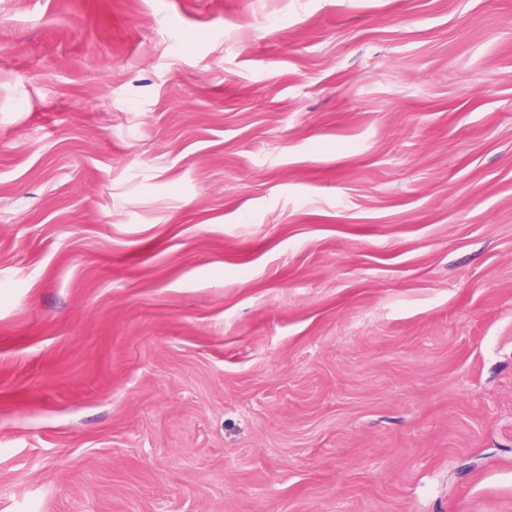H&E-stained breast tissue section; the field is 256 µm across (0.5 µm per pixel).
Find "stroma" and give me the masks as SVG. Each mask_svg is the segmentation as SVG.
<instances>
[{"label":"stroma","mask_w":512,"mask_h":512,"mask_svg":"<svg viewBox=\"0 0 512 512\" xmlns=\"http://www.w3.org/2000/svg\"><path fill=\"white\" fill-rule=\"evenodd\" d=\"M0 512H512V0H0Z\"/></svg>","instance_id":"1"}]
</instances>
